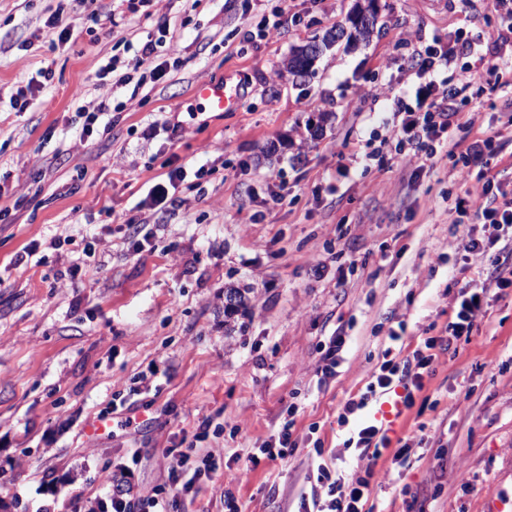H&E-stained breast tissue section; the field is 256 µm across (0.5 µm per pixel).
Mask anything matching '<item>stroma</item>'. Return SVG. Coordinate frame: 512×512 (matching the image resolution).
Masks as SVG:
<instances>
[{"mask_svg": "<svg viewBox=\"0 0 512 512\" xmlns=\"http://www.w3.org/2000/svg\"><path fill=\"white\" fill-rule=\"evenodd\" d=\"M353 2L287 0L267 42L249 33L264 0H146L134 13L125 0H68L73 38L57 46L46 21L58 0H0V512L94 504L109 475L148 493L168 485L174 452L191 443L215 450L216 468L176 494L172 512H224L228 495L247 512H296L321 464L347 479L373 468V512H512V369H499L512 359L510 297L490 301L455 357L440 355L414 395L424 411L403 410L377 462L343 448L337 415L365 390L390 334L410 352L430 325H446L454 280L494 270L488 257L467 269L455 253L471 226L450 205L473 186L460 162L443 156L417 175L389 155L365 160L392 130L381 92L422 83L407 63L435 44L456 84L490 53L512 54L481 0H379L369 43L332 47L308 82H293L290 48ZM94 11L115 21L91 36ZM161 24L178 71L135 96L98 78L113 55L132 67ZM47 66L52 83L12 110ZM224 76L244 89L240 110L201 111L195 84ZM103 100L127 108L110 132L83 135L80 106ZM510 111V96H473L455 135L471 143ZM188 164L211 168L204 194L177 183L175 206L155 213L149 187ZM132 220L149 237L140 252L127 241ZM31 245L36 262L17 264ZM229 286L248 302L228 319ZM333 336L345 345L323 383L320 348ZM292 402L298 448L227 479L226 464L259 456ZM102 416L111 432L88 436ZM418 430L423 443L399 454ZM465 481L473 493H461Z\"/></svg>", "mask_w": 512, "mask_h": 512, "instance_id": "1", "label": "stroma"}]
</instances>
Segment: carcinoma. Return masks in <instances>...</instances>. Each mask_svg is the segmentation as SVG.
I'll return each mask as SVG.
<instances>
[{
    "label": "carcinoma",
    "instance_id": "1",
    "mask_svg": "<svg viewBox=\"0 0 512 512\" xmlns=\"http://www.w3.org/2000/svg\"><path fill=\"white\" fill-rule=\"evenodd\" d=\"M373 0H356L351 12L346 17V21L353 18L361 20V27L356 29V34H346L345 21L334 24L326 31L322 38H313L303 45L295 46L291 49L286 67L287 72L293 80L304 82L314 74V64L318 55L311 52V47L319 46L320 49H326L338 41L344 39L346 44L351 45L358 41H368L375 33L377 28L378 9L372 6ZM245 302V297L237 288L225 289L224 313L230 315L234 313L239 305Z\"/></svg>",
    "mask_w": 512,
    "mask_h": 512
}]
</instances>
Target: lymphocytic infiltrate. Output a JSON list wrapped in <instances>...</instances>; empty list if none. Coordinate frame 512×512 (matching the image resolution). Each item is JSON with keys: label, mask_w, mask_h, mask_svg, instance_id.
Instances as JSON below:
<instances>
[{"label": "lymphocytic infiltrate", "mask_w": 512, "mask_h": 512, "mask_svg": "<svg viewBox=\"0 0 512 512\" xmlns=\"http://www.w3.org/2000/svg\"><path fill=\"white\" fill-rule=\"evenodd\" d=\"M160 44V39L150 33L142 39L137 59L142 67L140 73L118 72L117 60L113 57L103 65L102 71L116 74L118 84L142 89L146 81H159L178 68L174 62L156 63ZM448 64L447 52L434 48L427 49L419 58L420 72L431 74L432 79L415 88V105H408L404 96H392L393 132L398 143L397 160L416 170H423L441 155L456 157L465 165L477 167L478 187L454 200L456 213L473 217L485 230L484 235L470 231L462 238L459 249L464 260L469 261L485 256L489 246L512 235V197L498 196L489 176L498 158L494 142L501 136L500 128H490L483 139L466 146L456 139L454 129L468 103L463 96L465 88L512 91V59L490 60L485 69L471 73L457 86L445 79L438 82L433 79L434 74ZM487 293V288H477L469 282L460 286L452 299L444 335L420 337L415 348L403 358H384L371 372L365 392L345 403L338 415L339 424H348L350 418L357 416L373 399L399 387L404 390L403 406L413 407V393L423 388L424 379L432 374L438 355H456L459 343L470 342L478 321L485 316ZM373 476V471L369 470L363 476L347 479L326 467H318L316 492L301 497L298 512H311L314 504L318 505V512H365ZM107 488L112 512H132L131 504L135 501L143 512H169L170 498L165 488H154L150 496L140 499L134 497L131 486L116 480H109Z\"/></svg>", "instance_id": "f902f5d3"}]
</instances>
